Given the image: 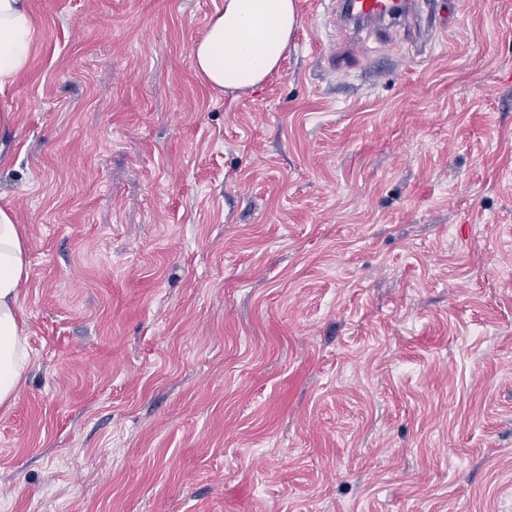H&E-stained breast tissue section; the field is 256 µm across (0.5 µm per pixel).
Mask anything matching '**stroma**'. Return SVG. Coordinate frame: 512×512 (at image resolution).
<instances>
[{"mask_svg":"<svg viewBox=\"0 0 512 512\" xmlns=\"http://www.w3.org/2000/svg\"><path fill=\"white\" fill-rule=\"evenodd\" d=\"M431 3L230 95L224 0H31L0 512H512V0Z\"/></svg>","mask_w":512,"mask_h":512,"instance_id":"35a3bbf8","label":"stroma"}]
</instances>
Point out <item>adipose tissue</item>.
Segmentation results:
<instances>
[{
    "label": "adipose tissue",
    "mask_w": 512,
    "mask_h": 512,
    "mask_svg": "<svg viewBox=\"0 0 512 512\" xmlns=\"http://www.w3.org/2000/svg\"><path fill=\"white\" fill-rule=\"evenodd\" d=\"M300 24L296 0H224L191 49L197 75L220 92L261 86L275 73ZM35 26L30 0H0V85L31 61ZM25 235L12 208L0 206V407L20 394L31 362L22 331L20 292L30 278Z\"/></svg>",
    "instance_id": "obj_1"
}]
</instances>
